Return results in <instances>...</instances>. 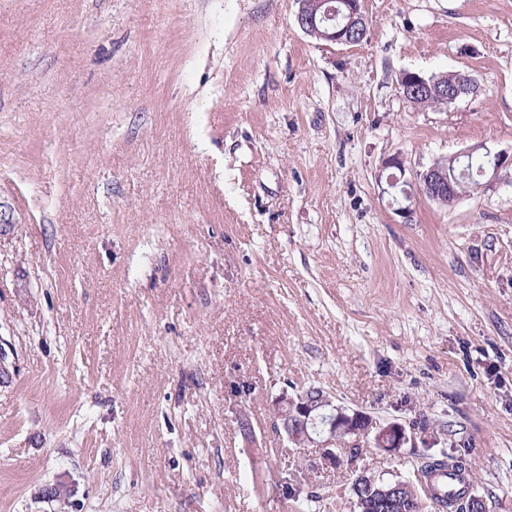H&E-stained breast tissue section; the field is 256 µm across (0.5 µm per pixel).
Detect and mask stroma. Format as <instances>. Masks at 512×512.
<instances>
[{"instance_id": "1", "label": "stroma", "mask_w": 512, "mask_h": 512, "mask_svg": "<svg viewBox=\"0 0 512 512\" xmlns=\"http://www.w3.org/2000/svg\"><path fill=\"white\" fill-rule=\"evenodd\" d=\"M298 10L0 0V512H355L457 449L512 512V169L405 219L384 167L512 150V0H364L348 45ZM311 387L409 443L294 445ZM455 76L456 74L453 73L434 77V83L430 84V87L424 89L423 92H421L418 96H414L413 98H411V96H405V98L411 103L419 105H444L445 103L441 99L440 93L442 92V88L447 86V84L448 88L444 89L443 99L445 102H448V104H451L460 98L466 97L467 95L476 92L473 86L472 78L470 76H466L467 81L465 84H461V86H455V89L451 91V96L449 97V100L452 102L448 101V89L455 82Z\"/></svg>"}]
</instances>
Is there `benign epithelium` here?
Returning <instances> with one entry per match:
<instances>
[{
    "label": "benign epithelium",
    "mask_w": 512,
    "mask_h": 512,
    "mask_svg": "<svg viewBox=\"0 0 512 512\" xmlns=\"http://www.w3.org/2000/svg\"><path fill=\"white\" fill-rule=\"evenodd\" d=\"M298 25L309 35L332 44H352L354 34L363 31L366 16L362 0H340L335 7L331 0H300L297 15ZM479 159L485 165L482 174H497L503 168H512V152L493 153L483 146L464 150L452 159L466 161ZM386 167L394 168L399 174L389 177V185L401 186L404 198H410V188L418 190L430 200L441 196L457 203L462 195L455 188L456 181L448 173L432 164L417 172L412 180L405 179V166L401 159L393 157ZM276 416L283 432L294 443L318 444L324 448L326 459L336 461L332 447L336 440L344 437L358 442L367 439L368 443L384 452H397L410 438L406 428L399 423H389L377 429L366 413L348 410L333 404L320 389L310 388L290 396L282 394L275 403ZM353 494L358 502H367L375 512H418L421 497L412 482L407 480H384L373 476L361 475L356 479Z\"/></svg>",
    "instance_id": "1"
}]
</instances>
